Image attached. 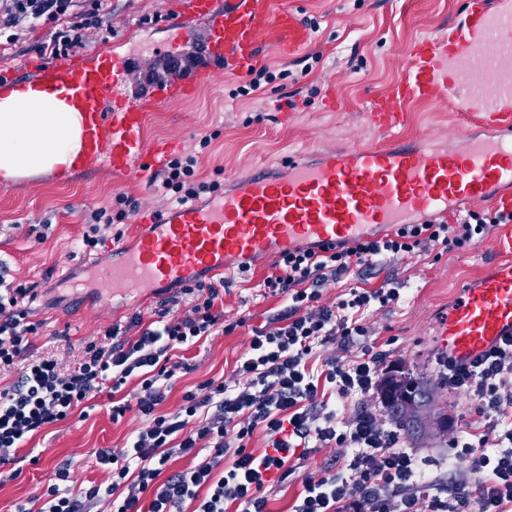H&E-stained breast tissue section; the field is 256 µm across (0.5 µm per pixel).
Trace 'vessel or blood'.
<instances>
[{"mask_svg": "<svg viewBox=\"0 0 512 512\" xmlns=\"http://www.w3.org/2000/svg\"><path fill=\"white\" fill-rule=\"evenodd\" d=\"M169 24V57L196 50L190 64L173 68L144 95L127 87L135 72L129 57L99 47L49 64L0 75V98L54 96L81 120L75 169L111 176H142L183 148L176 137L148 139L153 112L193 100L218 87L226 68L246 70L265 46L289 53L311 33L293 11L271 0H176ZM407 60L389 91L375 99L370 123L388 131L418 101L451 98L465 104L494 139L463 134L452 147L411 142L322 151L317 162L289 160L285 175L249 171L224 195L161 213L139 212L130 247L112 248L96 269L99 305L120 290L149 294L202 275H228L231 259L280 254L304 244L330 246L367 230L445 216L464 204L512 206V0H469L465 17L442 35L401 49ZM490 271L460 290L436 328L448 359L466 364L512 339V225H500L490 243Z\"/></svg>", "mask_w": 512, "mask_h": 512, "instance_id": "vessel-or-blood-1", "label": "vessel or blood"}]
</instances>
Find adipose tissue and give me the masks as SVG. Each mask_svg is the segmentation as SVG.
I'll return each mask as SVG.
<instances>
[{
  "mask_svg": "<svg viewBox=\"0 0 512 512\" xmlns=\"http://www.w3.org/2000/svg\"><path fill=\"white\" fill-rule=\"evenodd\" d=\"M80 148V121L47 98L0 101V181L12 183L68 166Z\"/></svg>",
  "mask_w": 512,
  "mask_h": 512,
  "instance_id": "adipose-tissue-1",
  "label": "adipose tissue"
}]
</instances>
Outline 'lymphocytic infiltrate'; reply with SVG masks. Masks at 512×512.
<instances>
[{
    "label": "lymphocytic infiltrate",
    "mask_w": 512,
    "mask_h": 512,
    "mask_svg": "<svg viewBox=\"0 0 512 512\" xmlns=\"http://www.w3.org/2000/svg\"><path fill=\"white\" fill-rule=\"evenodd\" d=\"M105 0H0V46L14 44L21 30L42 27L49 40L35 44L36 53L54 60L84 45L89 29L102 28ZM211 136H202L198 151L170 159L155 173L165 200L182 206L201 195L218 193V181L198 176L200 151ZM132 200L116 195L112 202L85 215L82 245L104 246L113 225L125 223ZM512 224V212L469 210L448 222L430 219L399 225L381 237L359 238L333 247L302 246L280 254L259 286L264 296H281L285 306L262 326L252 328L246 353L237 360V383L227 387L210 378L187 391L182 405L163 413L159 407L173 384L192 370L175 356L215 333L230 334L244 318L224 319L223 282L188 281L177 295L162 302L151 321L133 314L113 323L100 340L82 347L74 366L38 357L33 338L37 284L0 279V372L17 371L0 389V486L22 473L18 451L46 426L84 411L100 393L111 396L112 418L138 410L146 425L125 448H95L96 464L112 481L72 494L69 465L55 472V483L42 495L38 510L18 504L15 512H94L109 501L112 512H267L266 490L272 477L287 479L291 460L333 445L349 449L343 472L304 478L293 512H512V426L495 437L474 432L454 439L452 457L466 461L474 485L457 484L453 493L435 490L423 463L404 448L399 431L381 424L373 412L359 408L347 424L337 421V407L353 397L368 398L380 383L382 351L362 346L348 361L326 359L313 371L311 357L331 342L348 343L366 335L364 311L400 299L398 288H350L330 303L321 286L354 269L371 267L439 248L462 251L485 239L492 227ZM449 388L477 398L485 413H500L512 401V340L468 365L441 360ZM131 397H123L127 383ZM263 433L265 448L249 449L254 433ZM495 451H487V444ZM196 455L197 463L170 471L171 461Z\"/></svg>",
    "instance_id": "1"
}]
</instances>
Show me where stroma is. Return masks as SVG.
Wrapping results in <instances>:
<instances>
[{"label":"stroma","instance_id":"obj_1","mask_svg":"<svg viewBox=\"0 0 512 512\" xmlns=\"http://www.w3.org/2000/svg\"><path fill=\"white\" fill-rule=\"evenodd\" d=\"M275 3L295 11L304 22L318 24L310 41L292 54L264 50L262 64L289 70L290 78L279 82L276 89L234 99L229 92L244 74L228 70L220 88H205L196 100L168 106L150 120L149 137L176 136L190 150L202 135L216 133V140L200 157L202 176L228 188L242 172L279 167L282 160L298 152L313 155L329 148L380 144L393 138L425 137L444 146L470 128V113L451 109L444 101L409 108L402 124L391 132L374 128L368 119L372 100L386 93L406 66L401 46L420 35L447 32L449 22L464 16L467 0ZM171 17L172 0H107L106 23L112 35L105 39L91 30L85 44L91 48L108 43L116 52L132 55L142 70L156 60ZM333 83L341 99L335 112L329 111L325 101V91ZM119 192L132 197L141 208L164 206L156 185L148 180L113 178L104 170L93 175L52 173L0 185V261L6 263L9 279L38 283L34 318L43 327L34 339L35 348L56 355L68 366L74 365L85 342L98 338L113 322L137 311L152 318L155 308L169 297L160 289L151 297L138 293L115 296L108 307L94 301L88 264L108 262L110 250L80 251L83 214L110 203ZM490 259L488 244L483 241L438 258L429 253L357 269L341 282L327 285L323 292L324 302L329 303L352 287L375 288L388 280L399 288V302L365 312L363 324L368 334L363 342L329 344L322 347L321 356L344 361L368 343L389 353L380 367L381 376L409 373L437 385L439 403L450 421L448 432L422 435L408 442L407 449L424 461L427 476L442 487L470 478L464 464L448 462L451 439L465 429L491 431L493 420L480 411L472 395L440 388L435 331L459 290ZM272 262V257H259L249 273L231 274L224 310L229 318H245V326L184 351V358L196 369L175 383L162 411L177 409L186 391L209 378L220 377L226 385L234 384V365L249 346L252 327L284 306L281 298L260 296L255 287ZM142 425L133 411L112 420L107 398L102 395L95 398L87 419L48 426L21 448V455L32 453L40 461L24 465L18 479L0 486V512H13L16 503L36 500L54 483L57 466L66 461L71 464L74 492L110 483L108 471L89 460L91 449H122ZM344 454V449L325 447L299 460L293 476L269 488V512H291L303 478L340 472Z\"/></svg>","mask_w":512,"mask_h":512}]
</instances>
